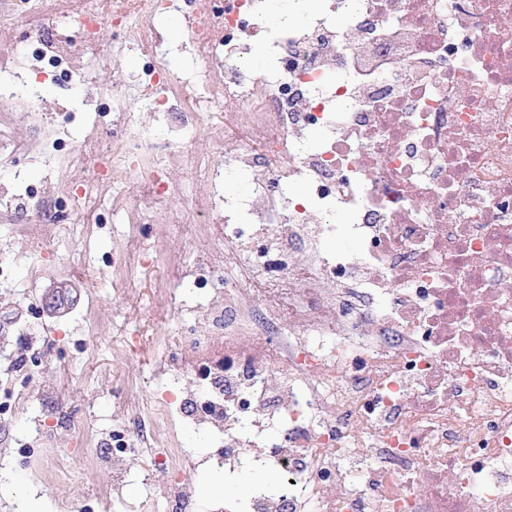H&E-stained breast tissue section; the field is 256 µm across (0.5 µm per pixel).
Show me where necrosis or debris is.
I'll return each instance as SVG.
<instances>
[{
  "instance_id": "necrosis-or-debris-1",
  "label": "necrosis or debris",
  "mask_w": 512,
  "mask_h": 512,
  "mask_svg": "<svg viewBox=\"0 0 512 512\" xmlns=\"http://www.w3.org/2000/svg\"><path fill=\"white\" fill-rule=\"evenodd\" d=\"M269 2L184 0L204 58L188 78L153 24L171 0H38L20 20L0 6V31L26 34L0 57V214L25 209L40 251L46 225L135 192L120 285L159 263L138 228L172 191L189 192L224 247V267L203 249L171 270L179 309L153 289L154 316L189 321L200 296L209 316L161 360L168 394L139 448L110 441L97 499L121 498L138 455L151 462L143 484L163 483L178 512L195 508L185 470L211 462L228 479L270 467L285 481L210 512H512V0H320L305 26L263 33ZM106 19L143 53L133 87L177 121L148 154L150 127L102 86L111 120L88 114L83 143L62 150L75 114L49 122L30 79L84 87ZM49 24L68 35L46 39ZM202 125L224 167L184 154ZM21 155L41 164L46 194L29 193ZM244 176L248 194L227 197ZM339 236L355 249L326 251ZM176 413L223 453L177 447Z\"/></svg>"
}]
</instances>
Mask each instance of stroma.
I'll use <instances>...</instances> for the list:
<instances>
[{
	"instance_id": "stroma-1",
	"label": "stroma",
	"mask_w": 512,
	"mask_h": 512,
	"mask_svg": "<svg viewBox=\"0 0 512 512\" xmlns=\"http://www.w3.org/2000/svg\"><path fill=\"white\" fill-rule=\"evenodd\" d=\"M167 23V17L163 16L157 26L169 45V64L174 73L181 76L201 67L203 61L190 45L186 28L172 34ZM100 40L101 53L108 61L92 72V81L102 86L127 87L128 111L147 116L144 101L129 88L132 76L143 64L141 56L137 50L122 48L113 36L110 22H103ZM103 214L104 221L100 224L77 228L48 225L49 244L42 255V262L47 266L73 263L89 256L96 268L95 280L56 275L35 281L30 269L24 266L16 273L15 287L0 288V315L22 316L34 341L44 351L41 364L28 373L29 387L55 388L66 396L62 411H51L31 401L15 415L0 420V429L12 435L11 445L0 443V457L11 462L7 470L0 472V499L11 498L10 486L18 481L35 492L39 512H57L56 506L61 502L79 508L92 504L95 486L112 479L110 468L98 459L92 446H77L72 420L84 416L91 408L95 415L90 425L98 435L123 425L126 413L121 406L122 385L130 375L139 380L144 408H151L165 391L160 358L174 342V323L170 320L156 323L149 318L150 292H140V303L134 307L111 287L112 261L120 256L126 227L112 207H105ZM51 295L69 298L70 303L57 311L48 310L45 299ZM132 327L144 328V336L138 337L130 350L117 349L122 332ZM37 415L43 420L49 441L56 447L81 448L79 466L81 471L93 470V480H86L80 472L66 482H45L37 474L35 460L18 456V447L29 440L28 422Z\"/></svg>"
}]
</instances>
